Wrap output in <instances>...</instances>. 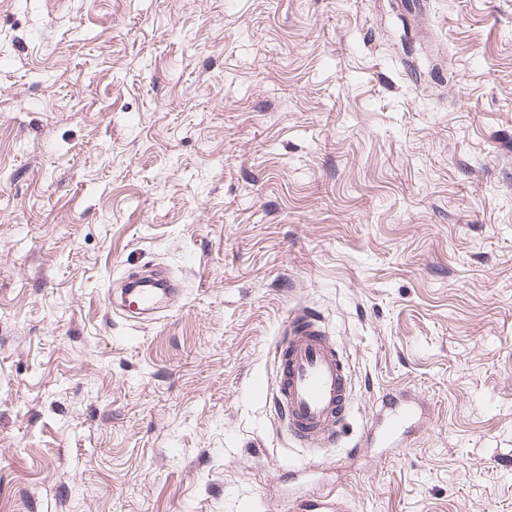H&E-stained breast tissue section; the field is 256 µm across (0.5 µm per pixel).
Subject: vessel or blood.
I'll return each mask as SVG.
<instances>
[{"label": "vessel or blood", "mask_w": 512, "mask_h": 512, "mask_svg": "<svg viewBox=\"0 0 512 512\" xmlns=\"http://www.w3.org/2000/svg\"><path fill=\"white\" fill-rule=\"evenodd\" d=\"M176 291L166 276L145 275L130 282L122 307L132 317L151 318ZM274 381L251 384L254 399L274 405L293 439L303 445L338 443L350 414L349 366L322 320L308 308L290 312L274 346ZM420 404L406 391L382 400L364 439L383 446L397 444L419 421ZM304 512H348L336 492L302 500Z\"/></svg>", "instance_id": "obj_1"}]
</instances>
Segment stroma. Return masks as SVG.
<instances>
[{
	"instance_id": "obj_1",
	"label": "stroma",
	"mask_w": 512,
	"mask_h": 512,
	"mask_svg": "<svg viewBox=\"0 0 512 512\" xmlns=\"http://www.w3.org/2000/svg\"><path fill=\"white\" fill-rule=\"evenodd\" d=\"M177 292L107 309L128 273ZM351 373L304 446L293 308ZM512 512V0H0V512ZM128 284L122 309L141 320L152 318L162 302L176 291L174 281L166 276L145 275ZM322 320L307 307L290 312L274 346V382L256 379L251 394L282 412L305 446L339 444L350 414L349 366ZM420 404L407 391L398 392L381 401L372 427L365 433L364 441L382 446H396L399 436L407 433L419 421ZM304 511L308 512H347L349 511L345 502L336 492L330 491L325 495L302 500L299 503Z\"/></svg>"
}]
</instances>
